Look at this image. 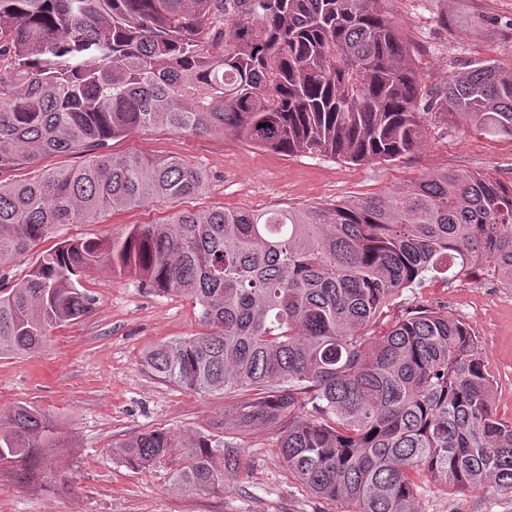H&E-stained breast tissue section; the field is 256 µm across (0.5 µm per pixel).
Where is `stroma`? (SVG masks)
<instances>
[{
	"mask_svg": "<svg viewBox=\"0 0 512 512\" xmlns=\"http://www.w3.org/2000/svg\"><path fill=\"white\" fill-rule=\"evenodd\" d=\"M385 9L410 49L428 91L484 60L512 68V0H387ZM108 151L180 157L205 184L174 204L113 211L97 224H64L45 240L101 238L172 213L273 206L327 205L408 184L430 171H478L512 181V141L471 134L459 117L427 116V135L392 161L353 164L306 154L283 155L220 135L146 129L110 140ZM79 282L97 297L86 316L53 331L46 347L0 359V411L30 404L53 417L72 447L51 451L41 483L24 487L0 476V512H338L313 496L282 462L272 433L249 432L238 444L250 481L219 495L175 490L170 463L135 470L113 447L158 428L174 434L220 435L223 393L197 394L160 380L141 364L152 346L201 332L187 297L156 295L128 274L103 267ZM468 323L489 361L500 417L512 418V288L488 279L410 288L390 307L397 317L420 302ZM415 512H512V492L444 488L420 479Z\"/></svg>",
	"mask_w": 512,
	"mask_h": 512,
	"instance_id": "stroma-1",
	"label": "stroma"
}]
</instances>
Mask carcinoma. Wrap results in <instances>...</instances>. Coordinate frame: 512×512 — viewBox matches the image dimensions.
Masks as SVG:
<instances>
[{
    "instance_id": "1",
    "label": "carcinoma",
    "mask_w": 512,
    "mask_h": 512,
    "mask_svg": "<svg viewBox=\"0 0 512 512\" xmlns=\"http://www.w3.org/2000/svg\"><path fill=\"white\" fill-rule=\"evenodd\" d=\"M383 2L0 0V174L100 151L0 181V265L59 224L195 194L204 174L178 157L102 152L142 128L354 164L413 152L430 109L512 140V69L488 60L423 91ZM102 266L199 307L204 331L154 346L146 368L237 397L222 439L155 429L115 445L131 468L167 461L175 486L218 495L250 474L235 435L271 429L301 485L349 512H414L420 477L512 491V419L497 415L469 325L424 303L385 321L406 288L463 276L512 288V181L446 170L329 206L183 210L66 240L0 287V357L36 353L91 312L79 276ZM69 447L17 405L0 475L35 484ZM92 152L94 151L85 152L83 150L73 151L69 153L47 155L41 157L38 161L30 165L29 167L3 173L1 179L6 181L20 180L29 178L37 174L38 171L46 169L74 168L82 165L90 156L94 155H89V153Z\"/></svg>"
}]
</instances>
